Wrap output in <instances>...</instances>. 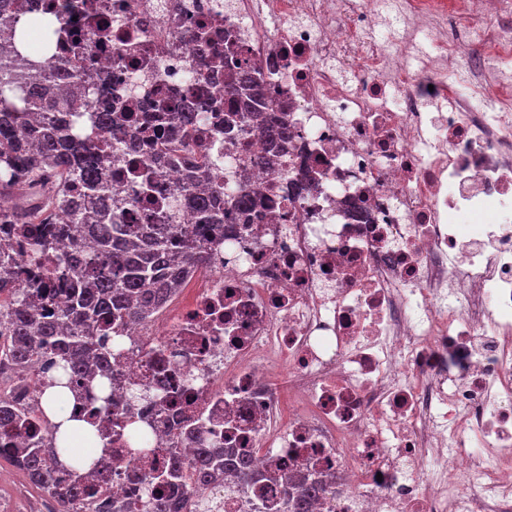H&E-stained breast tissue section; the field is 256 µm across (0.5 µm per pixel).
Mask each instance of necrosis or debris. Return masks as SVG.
Returning <instances> with one entry per match:
<instances>
[{"label": "necrosis or debris", "mask_w": 512, "mask_h": 512, "mask_svg": "<svg viewBox=\"0 0 512 512\" xmlns=\"http://www.w3.org/2000/svg\"><path fill=\"white\" fill-rule=\"evenodd\" d=\"M26 3L101 111L163 128L161 96L201 108L194 144L266 160L225 169L263 207L225 224L189 301L112 345L152 398L95 477L96 512L200 448L247 449L261 475L213 487L217 512H288L300 470L326 484L313 512H512V0ZM215 54L261 67L287 143L226 140ZM490 203L499 222L461 240L456 218Z\"/></svg>", "instance_id": "obj_1"}]
</instances>
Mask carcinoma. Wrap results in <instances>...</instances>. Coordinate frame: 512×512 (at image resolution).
<instances>
[{"instance_id":"obj_1","label":"carcinoma","mask_w":512,"mask_h":512,"mask_svg":"<svg viewBox=\"0 0 512 512\" xmlns=\"http://www.w3.org/2000/svg\"><path fill=\"white\" fill-rule=\"evenodd\" d=\"M32 21L0 14V56L10 54L18 68L28 75L22 85L0 76V103L26 93V100L42 114L37 122L26 112H0V177L21 174L13 181H1L19 200L13 210L0 213V230L7 227L27 245L31 261L43 270L44 281L21 279L6 248L0 249V360L23 369L35 357L47 360L39 378L40 393L55 386L68 389L81 405L83 419L97 427L88 442L103 443L101 457L92 470L112 456V427H120L121 412L112 408V388L107 380L112 369L104 364L110 339L127 328L149 321L155 310L170 301L189 276L209 261L208 239L224 229L217 200L226 196L231 209L255 204L250 194L224 181L211 182L213 172L226 164L224 152L202 145L200 151L184 156L178 143L166 140L158 151L169 163L184 170L183 183L174 194V207L187 204L198 219L197 235L189 236L182 225L167 217L161 224H118L112 210V157L96 151L91 132L70 133L63 113L86 116L93 127L112 133V144L125 142L126 126L136 123L132 114L97 112L94 92L81 96L76 104L50 92L44 78L59 77V70L30 53L28 35ZM265 82L261 68L235 62L224 73V103L230 117L225 133L259 122L276 143L288 141V125L263 118L271 111L263 97ZM177 135L185 138L199 120L197 112H173ZM213 183L211 195L198 193L199 187ZM153 181L141 175V190L128 196L136 204L152 200ZM64 214L69 224H54ZM25 417L8 399H0V424ZM58 426L52 425L53 447L40 449L37 431L30 428L26 443L18 448H1L0 460L23 471L30 481L50 495L56 512H93L91 496L98 486L80 484L71 476L82 469L70 466L68 479L55 473L60 458L69 449L59 448ZM188 498L192 512H213L206 486L231 477L241 487L259 478L245 455L231 449L224 458H211L203 451L185 462ZM323 491L298 475L286 483L288 512H309L312 501ZM125 512H175L161 490L123 504Z\"/></svg>"}]
</instances>
